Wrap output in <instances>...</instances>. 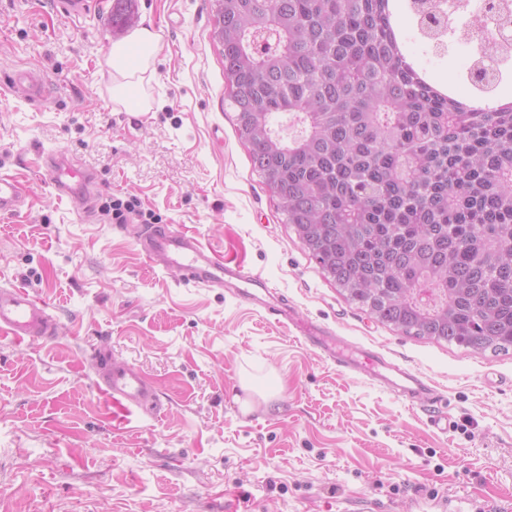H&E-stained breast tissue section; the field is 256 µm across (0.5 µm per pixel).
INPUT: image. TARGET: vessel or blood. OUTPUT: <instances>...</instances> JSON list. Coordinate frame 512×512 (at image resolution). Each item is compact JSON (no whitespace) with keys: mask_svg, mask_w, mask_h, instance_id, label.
I'll use <instances>...</instances> for the list:
<instances>
[{"mask_svg":"<svg viewBox=\"0 0 512 512\" xmlns=\"http://www.w3.org/2000/svg\"><path fill=\"white\" fill-rule=\"evenodd\" d=\"M9 87L23 91L34 102L46 92L42 74L34 70L18 72ZM46 165L55 175L54 185L58 190L81 191L95 183L91 172L60 159L48 158ZM22 196V188L15 178L0 176V214L16 212ZM138 245L151 266L177 268L182 280L196 287L229 289L235 298L261 310L267 318L325 355L338 369L379 381L411 406L424 411L435 429L442 432L452 429L454 420L448 411L447 399L429 379L375 352L357 350L323 324L299 318L294 306L262 274L217 257L206 250L195 235L167 224L143 228ZM57 328L54 309L46 299L18 286L0 288L1 337L46 342L55 338ZM94 356L97 360L95 385L108 394L113 403L128 412L146 414L157 410L156 389L136 365L114 359L104 348L95 350Z\"/></svg>","mask_w":512,"mask_h":512,"instance_id":"obj_1","label":"vessel or blood"}]
</instances>
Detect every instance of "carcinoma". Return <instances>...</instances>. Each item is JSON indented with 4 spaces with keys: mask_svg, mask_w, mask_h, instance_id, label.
Segmentation results:
<instances>
[{
    "mask_svg": "<svg viewBox=\"0 0 512 512\" xmlns=\"http://www.w3.org/2000/svg\"><path fill=\"white\" fill-rule=\"evenodd\" d=\"M438 7L411 0L433 41ZM214 34L253 170L345 298L407 336L509 352L512 106L441 95L388 0H214Z\"/></svg>",
    "mask_w": 512,
    "mask_h": 512,
    "instance_id": "carcinoma-1",
    "label": "carcinoma"
}]
</instances>
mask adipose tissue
Here are the masks:
<instances>
[{
	"instance_id": "adipose-tissue-1",
	"label": "adipose tissue",
	"mask_w": 512,
	"mask_h": 512,
	"mask_svg": "<svg viewBox=\"0 0 512 512\" xmlns=\"http://www.w3.org/2000/svg\"><path fill=\"white\" fill-rule=\"evenodd\" d=\"M159 50V36L154 29L141 27L126 41L113 44L112 100L129 112L149 111L151 104L145 97L136 95L145 76L151 73Z\"/></svg>"
}]
</instances>
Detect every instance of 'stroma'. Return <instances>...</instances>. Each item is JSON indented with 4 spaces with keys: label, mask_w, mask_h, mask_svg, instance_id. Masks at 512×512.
Segmentation results:
<instances>
[{
    "label": "stroma",
    "mask_w": 512,
    "mask_h": 512,
    "mask_svg": "<svg viewBox=\"0 0 512 512\" xmlns=\"http://www.w3.org/2000/svg\"><path fill=\"white\" fill-rule=\"evenodd\" d=\"M114 0L65 18L54 0H0V174L26 200L0 215V284L47 299L53 342L0 338V512H448L465 498L512 504V352L407 336L346 300L283 221L224 101L213 0ZM394 25L421 73L471 88L470 48L435 55L408 0ZM160 36L147 112L112 103L113 42L140 24ZM43 74L31 103L3 87ZM95 175L85 220L57 196L43 155ZM136 197L116 223L103 209ZM262 273L301 316L436 382L455 426L316 350L222 288L151 267L142 213ZM134 363L163 402L125 416L94 385V347Z\"/></svg>",
    "instance_id": "1"
}]
</instances>
